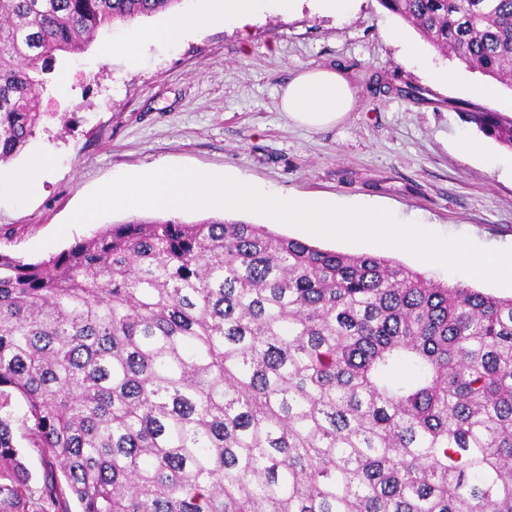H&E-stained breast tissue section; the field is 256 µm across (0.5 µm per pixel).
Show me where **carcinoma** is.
<instances>
[{"label":"carcinoma","instance_id":"carcinoma-1","mask_svg":"<svg viewBox=\"0 0 512 512\" xmlns=\"http://www.w3.org/2000/svg\"><path fill=\"white\" fill-rule=\"evenodd\" d=\"M184 0H0V167L57 56ZM512 89V0H380ZM512 148V119L469 114ZM16 394L17 417L6 410ZM512 512V298L212 216L0 253V512ZM18 446L21 449L26 466L30 473L28 486L31 489L32 498L29 500V512H40L43 509V502L39 499V490L43 486L45 465L43 456L38 448H34L29 436L23 435V431L17 432Z\"/></svg>","mask_w":512,"mask_h":512}]
</instances>
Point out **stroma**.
I'll return each instance as SVG.
<instances>
[{
  "label": "stroma",
  "instance_id": "obj_1",
  "mask_svg": "<svg viewBox=\"0 0 512 512\" xmlns=\"http://www.w3.org/2000/svg\"><path fill=\"white\" fill-rule=\"evenodd\" d=\"M169 19L163 13L116 24L113 39L132 45L133 55L104 53L99 39L59 58L43 93L51 119L0 168V252L38 261L132 217L160 218L154 209L123 210L66 225L100 185L166 166L227 172L340 206L373 203L443 236L512 248V171L485 162L489 155L510 159L512 149L468 120L482 110L511 118L512 89L471 98L466 88L483 74L441 55L380 0H355L341 23L305 8L262 16L246 32L216 25L176 43L144 39ZM396 29L418 45L420 59L405 56L392 37ZM314 67L339 69L353 87L356 107L336 126L298 127L279 110L281 89ZM433 68L457 78L432 81ZM465 138L482 154L463 155L458 143ZM42 155L50 167L34 190H21L16 175ZM317 244L386 256L436 283L512 296V287L395 247L330 238Z\"/></svg>",
  "mask_w": 512,
  "mask_h": 512
}]
</instances>
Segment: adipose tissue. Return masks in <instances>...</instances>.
I'll return each mask as SVG.
<instances>
[{"instance_id":"1","label":"adipose tissue","mask_w":512,"mask_h":512,"mask_svg":"<svg viewBox=\"0 0 512 512\" xmlns=\"http://www.w3.org/2000/svg\"><path fill=\"white\" fill-rule=\"evenodd\" d=\"M205 11L173 19L160 35L174 37L224 21L246 31L262 12L288 14L301 0H207ZM355 106L348 79L336 69L313 68L294 77L283 87L280 109L290 120L309 128L336 124Z\"/></svg>"}]
</instances>
